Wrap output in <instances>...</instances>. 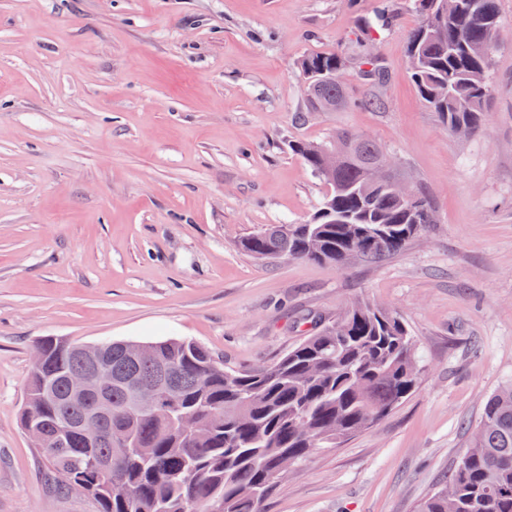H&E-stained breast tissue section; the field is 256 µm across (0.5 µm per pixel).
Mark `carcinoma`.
Segmentation results:
<instances>
[{
  "label": "carcinoma",
  "mask_w": 512,
  "mask_h": 512,
  "mask_svg": "<svg viewBox=\"0 0 512 512\" xmlns=\"http://www.w3.org/2000/svg\"><path fill=\"white\" fill-rule=\"evenodd\" d=\"M419 23L407 39L411 78L423 101L452 133L473 136L491 95L489 57L474 47L490 41L499 24L498 0H455L440 16L421 5ZM396 15L382 5L358 20L355 56L312 54L298 62L306 85L303 120L311 111L341 106L380 107L379 99H351L328 81L341 67L360 80L381 85L387 70L368 50L372 33L393 26ZM340 162L321 175L323 149ZM292 151L328 187L304 224L272 225L241 247L258 259H308L343 265L352 258L377 262L402 250L434 223L421 193L401 200L391 184L374 183L368 171L384 156L369 137L336 131L320 143L296 141ZM41 365L32 367L22 427L38 425L51 436L40 449L47 474L60 490L95 499L99 512H262L276 486L279 462H298L322 445L334 447L366 430L415 389L413 344L394 313L359 303L322 324L277 362L260 368L228 369L191 340L152 342L156 361L128 356L131 343H112V389L91 397L112 404L108 433L96 440L66 438L60 431L78 421L89 402L71 396L69 372L80 366L77 345L44 337ZM176 377L171 415L138 408L129 381L153 376L158 364ZM206 428L197 437L185 420ZM112 459L104 475L102 458ZM450 487L419 505V512H512V382L486 401L470 448Z\"/></svg>",
  "instance_id": "1"
}]
</instances>
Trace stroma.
Returning a JSON list of instances; mask_svg holds the SVG:
<instances>
[{
    "mask_svg": "<svg viewBox=\"0 0 512 512\" xmlns=\"http://www.w3.org/2000/svg\"><path fill=\"white\" fill-rule=\"evenodd\" d=\"M384 0H0V512H98L57 490L20 425L38 339L182 338L227 366L280 358L361 301L397 313L415 390L360 434L289 468L263 512H417L512 382V41L462 140L420 98L418 16L369 43L389 73L306 122L298 61L355 53ZM347 129L374 139L435 222L401 251L345 267L260 261L241 241L300 224L324 184L288 148Z\"/></svg>",
    "mask_w": 512,
    "mask_h": 512,
    "instance_id": "obj_1",
    "label": "stroma"
}]
</instances>
